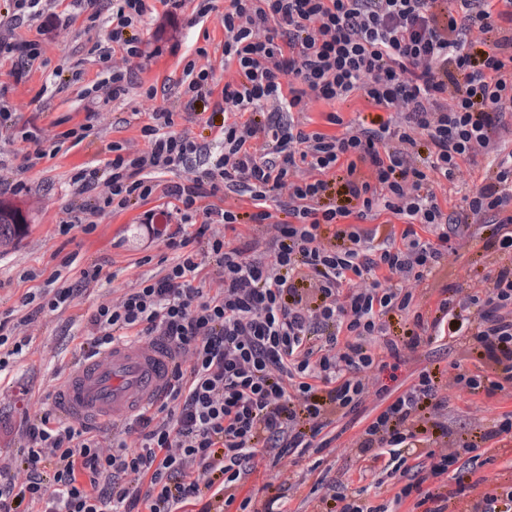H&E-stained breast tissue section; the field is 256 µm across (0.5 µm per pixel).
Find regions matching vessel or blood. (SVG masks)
<instances>
[{
	"label": "vessel or blood",
	"instance_id": "1",
	"mask_svg": "<svg viewBox=\"0 0 512 512\" xmlns=\"http://www.w3.org/2000/svg\"><path fill=\"white\" fill-rule=\"evenodd\" d=\"M171 358L157 342L120 343L101 356L78 359L56 392L64 418H126L155 402L167 381Z\"/></svg>",
	"mask_w": 512,
	"mask_h": 512
}]
</instances>
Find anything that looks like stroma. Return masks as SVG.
Here are the masks:
<instances>
[{"label": "stroma", "instance_id": "35a3bbf8", "mask_svg": "<svg viewBox=\"0 0 512 512\" xmlns=\"http://www.w3.org/2000/svg\"><path fill=\"white\" fill-rule=\"evenodd\" d=\"M147 3L150 11L140 30V37L151 54L140 75L145 84L179 78L182 74L180 60L185 51L224 39L219 20H211L202 29L193 26L190 9L171 14L160 7L158 0H147ZM13 34L42 41L44 64L17 83L9 75L11 62L0 59V102L17 108L22 119H34L40 138L47 144L65 131L67 122L83 120L81 88L103 79L111 69L125 65L118 53L104 60L91 54L92 43L83 33L81 24L68 23L62 17L46 13L24 20ZM62 65L81 69V82L68 85L54 80V70ZM153 106V101L141 96L139 90H132L124 104L102 113L97 139L85 140L70 151L42 161L32 170L22 172L13 168L4 172L5 178L25 181L31 192L21 204V214L28 225L26 234L12 243L0 245V311L17 307L29 287L44 286L46 276L58 265L56 256L60 253L77 254L83 262L98 261L112 279L90 284L76 306L62 312H44L24 326V334L32 339L31 350L6 378L0 379V416L16 422L21 420L23 408L19 398L24 389L30 391L33 399L52 402L65 381L70 364L81 355L80 341L73 336L75 322L97 304L111 301L113 294L134 286L139 273L133 265L135 259L149 255L157 260L166 253L160 242L148 241L141 235L136 223L138 212L134 209L105 218L92 234L79 233L70 241L57 232L62 211L72 198L68 186L71 169L77 165L104 167L112 158L106 145L114 140L125 139L134 148H143L140 128ZM452 246L454 251L437 273L435 285L472 288L492 271L493 255L484 250L482 243L456 240ZM26 269L37 272L34 283L20 281L19 275ZM511 409L512 402L498 396H453L448 400V425L454 431L464 432L479 421L492 424L502 412ZM358 434V427H348L335 457L322 459L313 452L295 457L289 467V477L297 478L313 468L328 477L345 479L349 492L374 501L375 488L360 476L363 462L354 449Z\"/></svg>", "mask_w": 512, "mask_h": 512}]
</instances>
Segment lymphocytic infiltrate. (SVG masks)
Listing matches in <instances>:
<instances>
[{"instance_id":"obj_1","label":"lymphocytic infiltrate","mask_w":512,"mask_h":512,"mask_svg":"<svg viewBox=\"0 0 512 512\" xmlns=\"http://www.w3.org/2000/svg\"><path fill=\"white\" fill-rule=\"evenodd\" d=\"M161 2L192 3L197 25L219 16L236 69L221 79L196 47L180 95L148 113L144 148L115 140L105 168L72 169L58 233L139 208L168 254L87 314L82 355L159 339L171 372L134 419L77 429L43 406L7 427L19 446L0 456V512H283L253 484L261 462L335 455L347 417L362 424V474L387 500L321 476L297 512H512V478L448 487L462 456L512 449V411L465 434L447 414L452 391L512 399V0ZM146 12V0H112L94 52L140 57ZM137 86L125 69L86 88L83 121L47 146L5 104L0 129L32 143L29 170L94 136ZM353 99L372 118L332 109L327 130H307L309 101ZM198 119L209 137L189 129ZM479 156L493 177L460 188L461 163ZM454 238L494 254L484 287H428ZM74 262L24 295L27 319L102 279L92 261L69 283ZM445 340L459 357L443 380L419 360ZM408 363L406 380L384 383Z\"/></svg>"}]
</instances>
